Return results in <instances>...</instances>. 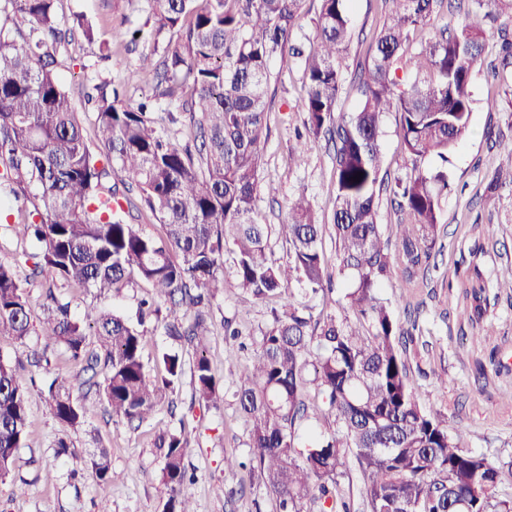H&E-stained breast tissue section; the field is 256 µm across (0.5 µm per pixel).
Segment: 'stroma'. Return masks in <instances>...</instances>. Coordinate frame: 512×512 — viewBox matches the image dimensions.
Returning <instances> with one entry per match:
<instances>
[{"instance_id": "35a3bbf8", "label": "stroma", "mask_w": 512, "mask_h": 512, "mask_svg": "<svg viewBox=\"0 0 512 512\" xmlns=\"http://www.w3.org/2000/svg\"><path fill=\"white\" fill-rule=\"evenodd\" d=\"M388 11L387 0H353L351 39L339 58L342 87L335 119L348 118L359 107L354 77L370 63L372 40ZM78 14L92 21L96 37L59 48L57 57L59 76L85 130L93 131L95 113L84 92L103 82L123 85L129 105L150 97L156 111H168L167 99L157 96L154 82L139 68L140 56L153 49L148 35L141 32L147 0H59L62 21L72 22ZM120 24L141 32L126 50L111 47L113 28ZM500 27L497 20L484 24L486 50L473 73L471 132L450 154V186L442 199L431 256L414 278L399 271L379 288L400 322L415 325L407 347L408 378L421 404L442 412L449 431L462 435L466 450L496 465L512 462V294L500 292L497 284L501 269L512 265V183L491 184L492 173L502 162L492 141L501 134L512 137V96L502 89L504 80L512 77V64H505L500 51ZM273 67L282 77L268 96L257 209L264 222L275 227L287 222L289 201L301 194L312 200L316 220L324 226L323 249L330 259L334 290L314 297L311 304L340 316L348 282L335 259L333 146L318 139L301 165H285V157L297 148L298 136L305 131L303 72L296 61L286 65L277 61ZM383 131V173L390 182L410 172L413 161L404 151L397 113L385 114ZM17 208L13 201L0 204V258L18 260V274L23 277L30 276L36 246L17 237ZM47 287L45 278H31L33 319L43 315ZM144 292L143 284L136 283L106 299L82 293L74 297L72 310L79 315L94 305L132 317ZM477 294L488 302L474 319L470 312ZM212 317L213 332L202 346L185 345L179 352L188 368L197 354H205L224 384L223 402L211 409L199 406L186 375L158 411L137 427L113 416L89 386V372L71 360L62 346L34 335L25 350L0 338V355L22 361L21 375L29 382L28 434L15 453L10 476L0 482V512H99L103 507L109 512H162L167 488L155 442L160 434L179 431L188 441L184 463L195 475L188 487L195 512H276L273 496L257 476L224 468L225 458L248 453L249 432L237 411L234 384L255 356L256 336L273 320L272 305L238 288L228 266ZM228 322L240 331L233 363L227 360L229 345L224 339ZM56 378L68 380L74 397L86 399L90 406L78 426L62 425L49 406L47 386ZM61 439L69 445L67 452L56 448ZM101 446L110 453L115 475L105 505L90 464L91 453Z\"/></svg>"}]
</instances>
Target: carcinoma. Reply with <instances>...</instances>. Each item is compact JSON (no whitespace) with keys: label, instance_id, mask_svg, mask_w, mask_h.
<instances>
[{"label":"carcinoma","instance_id":"1","mask_svg":"<svg viewBox=\"0 0 512 512\" xmlns=\"http://www.w3.org/2000/svg\"><path fill=\"white\" fill-rule=\"evenodd\" d=\"M57 0H0V199L22 202V238L36 241L34 271L46 272L70 292L119 295L133 282L147 285L137 318L96 306L82 315L69 297L48 294L35 328L26 287L14 263L0 261V337L25 346L32 333L53 341L97 383L112 413L143 423L163 393L177 385L184 363L162 354L166 374L149 376L142 357L145 323L154 319L175 341L210 333L209 309L224 287V254L233 257L238 287L281 311L259 336L251 370L236 384L238 411L250 427V465L276 498L278 512H355L335 492L346 453L365 477L369 512H512V464L496 466L462 448L438 410L423 407L407 382L408 332L380 297V284L401 268L412 280L430 257L440 224L448 171L428 173L417 163L448 161L471 128L472 75L484 52L479 11L443 30L417 52L409 44L444 0H389L388 19L374 38L371 62L361 69V103L335 121L341 82L338 55L350 38L349 2L320 0L316 42L308 53L291 45L303 0H147L153 52L141 58L159 95L179 102L194 125L193 144H181L146 99L131 107L122 87L96 86L97 149L88 143L71 95L57 73L51 48L76 34L94 41L82 16L60 23ZM301 61L309 138L334 147V227L344 299L355 316L339 320L313 313L308 298L324 291L328 257L323 225L303 194L289 205L278 235L288 242V269L268 252L269 225L256 215L262 169L266 97L278 74L275 59ZM399 115L412 172L389 188L400 221L384 236L379 221L382 119ZM117 165L120 182L98 166ZM362 177H357V173ZM137 188L144 206L165 229L157 238L125 219ZM302 285V300L286 293ZM194 397L221 399L210 362L199 354L190 368ZM316 386L322 405L308 400ZM60 423L74 427L87 414L65 383L47 388ZM27 435L26 389L17 365L0 356V479L9 475ZM168 498L162 512H194L187 494L186 441L159 436ZM91 467L102 494L112 483L107 449Z\"/></svg>","mask_w":512,"mask_h":512}]
</instances>
